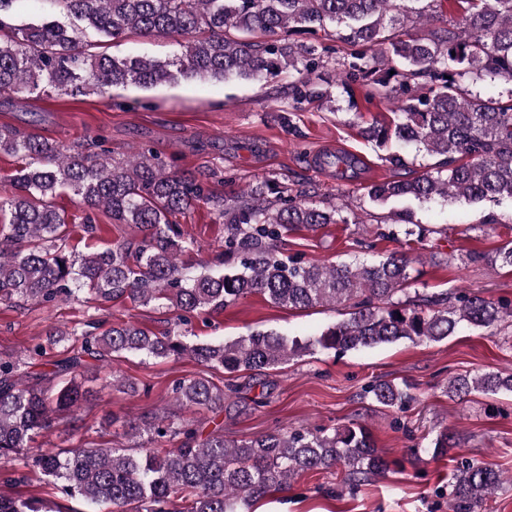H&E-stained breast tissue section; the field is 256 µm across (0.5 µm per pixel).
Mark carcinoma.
I'll return each mask as SVG.
<instances>
[{
	"label": "carcinoma",
	"instance_id": "1",
	"mask_svg": "<svg viewBox=\"0 0 512 512\" xmlns=\"http://www.w3.org/2000/svg\"><path fill=\"white\" fill-rule=\"evenodd\" d=\"M15 0H0V95L49 89L88 94L129 83L151 88L199 77L260 81L288 68L298 74L293 103L334 102L314 74L328 62L331 48L295 41L284 34H310L329 27L351 47L343 58L345 79L388 91L397 104L388 121L362 128V135L387 150L389 165L400 168L402 146L443 156L446 171L414 180L384 181L368 189L379 205L402 204L391 212L394 226L381 236L413 237L428 229L412 222L411 202L464 199L470 203L512 201V0H465L463 26L453 24L424 36L396 29L400 19L424 21L426 0H61L69 25L36 19L10 25L3 14ZM389 19L390 26L384 25ZM119 39L129 32L172 39L180 52L170 58H118L82 48L85 30ZM261 33L269 40L258 43ZM508 85L504 95L465 89L461 80ZM25 162L11 176L14 188L0 211V302L51 303L83 294L107 303L128 299L138 306L165 304L177 316L155 334L128 321L101 334L59 329L48 344L81 336L80 351L55 362L50 374L24 371L25 363L0 358V460L37 470L60 493L78 498L87 512H177V498L189 499L185 512H242V507L275 490H285L301 472L344 471V484L356 491L382 473L388 462L378 454L369 429L353 423L331 431L299 428L272 431L230 443L217 428L203 434L200 421L159 411L132 423L125 448H40L30 442L39 431L73 415L89 390L79 380L84 358L115 354L189 359L227 372L261 371L301 358L313 350L359 351L409 340L441 342L466 330L491 328L512 317V301L478 293L422 294L408 287L415 260L391 252L375 261L325 264L286 256L283 234L303 227L316 231L345 224L334 207L294 198L288 189L264 179L228 199L210 195L195 176L178 171L148 149L122 161L66 151L31 134L0 129V154ZM69 190L87 209L102 208L114 224L139 234L88 253L69 248L72 229L53 200ZM275 200H267V195ZM213 205L224 225V249L199 264L180 261L193 240L173 220L201 205ZM295 309L343 306L347 318L312 339L276 331H254L234 340L193 343L189 317L224 309L246 294ZM473 392L512 393V372L456 374L445 393L466 399ZM239 387L222 388L206 377L178 382L172 389L180 406L218 414L232 405ZM364 396L387 408L413 400L405 382L375 380ZM453 434L441 426L419 459L444 457ZM503 483L502 472L486 463L456 460L448 490L451 512H484L486 500ZM0 512H55L44 499L0 494Z\"/></svg>",
	"mask_w": 512,
	"mask_h": 512
}]
</instances>
